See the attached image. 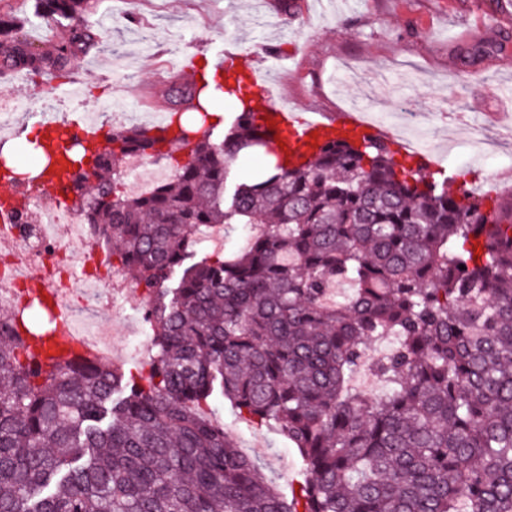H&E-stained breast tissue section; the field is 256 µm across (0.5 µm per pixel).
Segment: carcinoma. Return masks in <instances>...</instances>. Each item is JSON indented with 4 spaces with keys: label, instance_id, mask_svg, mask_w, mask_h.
<instances>
[{
    "label": "carcinoma",
    "instance_id": "1",
    "mask_svg": "<svg viewBox=\"0 0 512 512\" xmlns=\"http://www.w3.org/2000/svg\"><path fill=\"white\" fill-rule=\"evenodd\" d=\"M88 3L35 0L61 27L38 46L0 14V76L71 74L101 43ZM240 84L187 80L167 125L67 158L64 199L149 298L152 363L144 384L75 353L43 366L41 332L1 311L0 512H512V205L452 193L370 136L288 165L246 105L216 140L215 94ZM256 148L265 166L227 188ZM131 155L172 178L130 193ZM215 224L257 229L200 258ZM389 337L367 365L387 392L354 388ZM217 391L297 450L290 497L204 412Z\"/></svg>",
    "mask_w": 512,
    "mask_h": 512
}]
</instances>
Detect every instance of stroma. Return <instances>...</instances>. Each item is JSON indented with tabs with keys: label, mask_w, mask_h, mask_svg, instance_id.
I'll return each mask as SVG.
<instances>
[{
	"label": "stroma",
	"mask_w": 512,
	"mask_h": 512,
	"mask_svg": "<svg viewBox=\"0 0 512 512\" xmlns=\"http://www.w3.org/2000/svg\"><path fill=\"white\" fill-rule=\"evenodd\" d=\"M294 15L275 0H93L100 51L60 81L84 86L104 126L152 124L166 109L140 105L161 89L187 55L212 56L225 33L265 70L279 72L267 91L298 111L374 112L392 129L411 112L428 142L426 155L457 184L488 193L497 166L512 162L506 107L512 92V0H297ZM22 73L0 80V98L39 95L40 109L70 117V98L50 99ZM205 411L254 453L278 491L301 477L300 458L276 430L241 417L224 398Z\"/></svg>",
	"instance_id": "obj_1"
}]
</instances>
